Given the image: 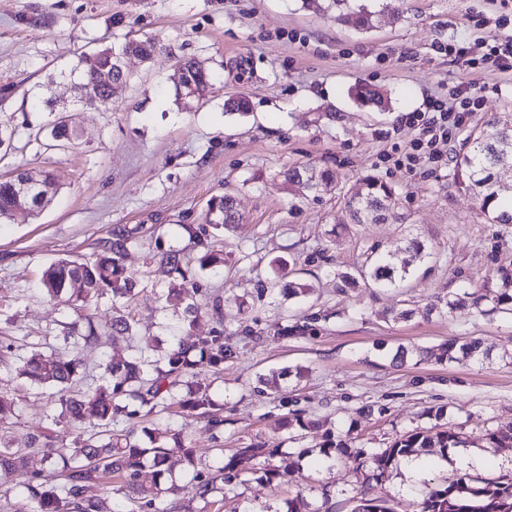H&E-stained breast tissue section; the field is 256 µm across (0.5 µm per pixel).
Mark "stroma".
Wrapping results in <instances>:
<instances>
[{"mask_svg":"<svg viewBox=\"0 0 512 512\" xmlns=\"http://www.w3.org/2000/svg\"><path fill=\"white\" fill-rule=\"evenodd\" d=\"M378 17L363 31L323 10V0H0V179L31 168L50 174L57 192L27 224L0 222V336L65 348L70 309L44 295L43 271L61 258H89L121 228L135 237L122 263L139 282L128 310L134 331L167 339L179 317L166 307L183 280L163 254H214L215 276L192 269L202 312L184 335L230 336L234 358L213 384L224 431L187 413L170 427L218 465L254 441L277 449L272 464L288 476L269 483L239 474L222 512H281L303 492L313 505L352 512L369 468L349 461L314 466L309 449L327 437L351 438L376 452L407 432L434 427L427 413L445 407V423L466 447L448 458L423 456L390 469L375 492L399 512H418L426 487L470 474L512 476V447L488 448L489 430L512 423V312L441 317L429 307L449 289L494 288L512 269V224H495L448 177L449 157L492 117L512 115V74L468 70L442 46L474 42L469 15L493 18L501 0H366ZM155 40L147 60L127 56L129 79L110 110L82 101L84 55L128 40ZM202 61L212 75L201 99H179V59ZM362 82L389 98L386 111L357 107L348 89ZM460 82L485 88L486 102L453 130L435 164L407 167L416 129L400 125L425 95ZM249 102L247 114L224 110L228 96ZM71 119L72 144L48 136ZM331 168L334 183L313 193L287 188L295 166ZM373 174L397 191L400 222L352 224L346 194ZM233 196L240 221L226 236L207 221L209 200ZM428 255L414 260L398 288L340 290L337 273L359 274L372 252L402 253L409 240ZM286 259L311 287L301 303L279 294L257 299L269 264ZM221 306L222 319L211 316ZM411 310L406 320L395 312ZM313 316L310 337H278V327ZM479 339L485 357L438 361L448 338ZM409 355L398 364V347ZM433 356L419 360L418 350ZM277 383H270L272 372ZM14 414L0 441L27 445L28 434L57 418L58 443L79 434L61 418L56 387L24 378L0 382ZM296 410L314 422L284 427ZM306 456H298V449Z\"/></svg>","mask_w":512,"mask_h":512,"instance_id":"1","label":"stroma"}]
</instances>
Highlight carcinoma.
<instances>
[{"label": "carcinoma", "instance_id": "1", "mask_svg": "<svg viewBox=\"0 0 512 512\" xmlns=\"http://www.w3.org/2000/svg\"><path fill=\"white\" fill-rule=\"evenodd\" d=\"M329 2L336 8V20H342L351 11L356 15L359 29L373 27L374 12L366 6L355 7L351 0ZM154 50L155 43L150 40H128L116 49L98 51V65L118 78L123 70V56L135 54L148 59ZM179 67L184 82L199 86L210 83L209 70L199 67L197 61L183 60ZM83 81L95 89L93 105L105 110L112 108L110 89L101 85L99 72L84 69ZM350 95L361 107L388 105L384 93L371 85L358 84L351 88ZM452 163L450 176L479 201L481 212L495 224H512V200H501L500 189L504 171L512 170V126L501 118L493 119L479 135L466 138L463 148L452 157ZM284 180L314 190L331 185L334 175L328 169L302 166L288 169ZM11 192L12 181L1 179L0 219L24 223L32 213H11ZM396 200L393 186L368 175L345 205L352 220L364 224L385 219V212L395 206ZM208 212L212 213L209 223L217 231L228 230L239 221L234 199L229 195L211 199ZM131 243L129 234L115 232L109 246L110 255L61 259L43 272L44 292L50 299L67 305L76 316V321L70 324L68 350H42L33 344L29 355L17 356L22 365L13 370L9 359L15 345L0 342V382L15 372L35 384L54 383L59 387L62 412L70 421L76 425L92 423L98 428L85 438H76L70 448L56 447L48 432L33 437V443L44 449L49 463L45 474L27 470L24 449L0 443V499H9L12 491L21 486L28 491L26 502L15 505L14 512H99V503L86 496L91 484L124 499L113 512H179L178 497L182 494L202 503L200 512H209L214 505L224 504L226 486L232 480L230 473L239 471L243 464L250 465L253 472L262 473L268 482L285 479L284 474L270 466L279 449L267 448L260 442L238 448L227 462L205 469L199 466L194 449L186 447L170 427L148 432L149 445L143 446L135 440L134 429L125 425L138 414L169 418L180 411H189L206 419L209 429L224 430V417L211 395L209 380V375L223 373L224 363L234 357L230 337L222 331L211 336H173L168 349L160 354L154 353L152 338L141 337L131 358L111 359L103 364L102 384L72 392L73 385L85 377L81 347L99 339L92 313L99 299L110 293L112 304L125 305L135 297L136 280L126 274L121 264L122 255ZM404 253V258L397 254L368 258L360 278L378 286L400 284L409 274L411 259L426 256L424 246L416 241L410 242ZM500 280L501 285L481 294L450 292L432 305L429 312L452 314L467 307L479 309L486 301L507 310L512 307V272L502 271ZM270 281L288 299L305 296L310 291L308 285L288 279V263L284 259L270 262ZM167 300L186 316L198 312L187 288L169 290ZM309 332L305 320L281 329L282 336L295 340L306 338ZM482 355L484 350L479 340L453 337L442 347L441 357L461 361ZM485 440L493 448L512 447V424L487 432ZM464 446L466 441L459 433L446 427L407 432L371 455L341 437L330 436L319 445L317 455L330 467L342 458L369 464L371 474L352 512H396L388 500L373 493L372 482L382 481L390 468L419 455L422 448H437L446 458L449 451ZM176 453L183 465L181 482L176 480L172 464ZM475 482L477 479L463 474L448 484L428 488L419 504L420 512H512V479L483 481L479 486ZM285 512H331V509L326 506L312 509L298 493L287 500Z\"/></svg>", "mask_w": 512, "mask_h": 512}]
</instances>
